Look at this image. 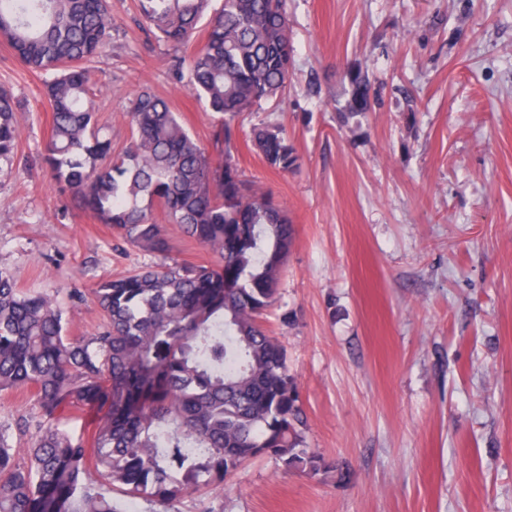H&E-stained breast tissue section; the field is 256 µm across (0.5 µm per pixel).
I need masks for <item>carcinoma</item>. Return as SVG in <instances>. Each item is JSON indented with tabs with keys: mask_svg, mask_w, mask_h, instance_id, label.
Masks as SVG:
<instances>
[{
	"mask_svg": "<svg viewBox=\"0 0 512 512\" xmlns=\"http://www.w3.org/2000/svg\"><path fill=\"white\" fill-rule=\"evenodd\" d=\"M209 0H138L141 15L173 49L197 31ZM108 0H0V39L28 67L50 74L46 153L58 187L127 243L166 255L152 217L167 221L219 257L216 266L172 260L93 290L105 321L71 337L57 302L17 287L0 269V391L26 389L38 419L27 460H16L0 429V512H118L95 484L129 498L174 503L202 485L224 483L245 462L271 456L288 470L330 469L305 446L298 386L286 352L262 324L275 301L293 241L288 215L241 178L230 150L218 161L169 103L144 89L130 110L126 150L96 126L83 62L107 45ZM294 45L286 0H223L202 47L174 56L171 77L215 114L226 143L231 120L277 98ZM353 112L370 104L360 72H349ZM17 101L0 92V161L14 157ZM249 139L272 168L298 156L279 128L259 124ZM102 412L86 439L62 425L68 412Z\"/></svg>",
	"mask_w": 512,
	"mask_h": 512,
	"instance_id": "carcinoma-1",
	"label": "carcinoma"
}]
</instances>
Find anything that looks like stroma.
Masks as SVG:
<instances>
[{"label":"stroma","mask_w":512,"mask_h":512,"mask_svg":"<svg viewBox=\"0 0 512 512\" xmlns=\"http://www.w3.org/2000/svg\"><path fill=\"white\" fill-rule=\"evenodd\" d=\"M109 47L88 64L113 153L130 104L151 90L208 151L215 118L169 76L172 50L137 0H111ZM288 87L238 114L243 179L271 194L295 233L263 316L287 353L304 437L333 472L245 463L185 494L178 512H512V0H287ZM372 106L350 114L349 71ZM46 73L0 41V90L18 113L13 162L0 161V269L54 298L68 333L93 336L102 281L158 263L27 169L50 134ZM287 133L296 169H272L252 125ZM65 219H58L59 211ZM183 262L217 258L154 210ZM25 390L0 391V429L25 456L36 415Z\"/></svg>","instance_id":"stroma-1"}]
</instances>
